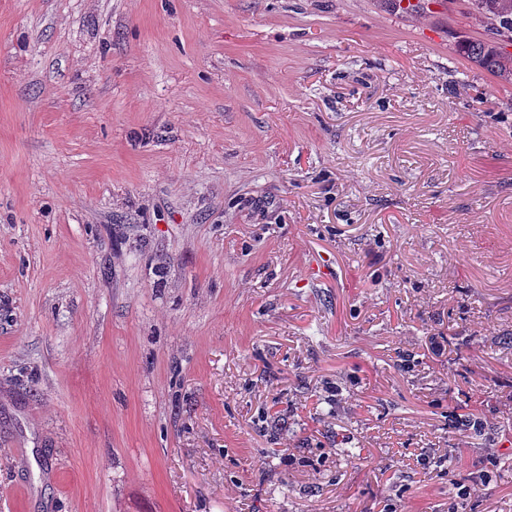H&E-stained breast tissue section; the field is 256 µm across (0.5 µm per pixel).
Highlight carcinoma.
<instances>
[{
  "instance_id": "cac0c4a2",
  "label": "carcinoma",
  "mask_w": 512,
  "mask_h": 512,
  "mask_svg": "<svg viewBox=\"0 0 512 512\" xmlns=\"http://www.w3.org/2000/svg\"><path fill=\"white\" fill-rule=\"evenodd\" d=\"M475 19L491 32L485 39L462 38L456 53L499 81L512 83V0H470Z\"/></svg>"
}]
</instances>
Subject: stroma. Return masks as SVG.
Masks as SVG:
<instances>
[{"label": "stroma", "mask_w": 512, "mask_h": 512, "mask_svg": "<svg viewBox=\"0 0 512 512\" xmlns=\"http://www.w3.org/2000/svg\"><path fill=\"white\" fill-rule=\"evenodd\" d=\"M466 2L0 0V512H512Z\"/></svg>", "instance_id": "stroma-1"}]
</instances>
